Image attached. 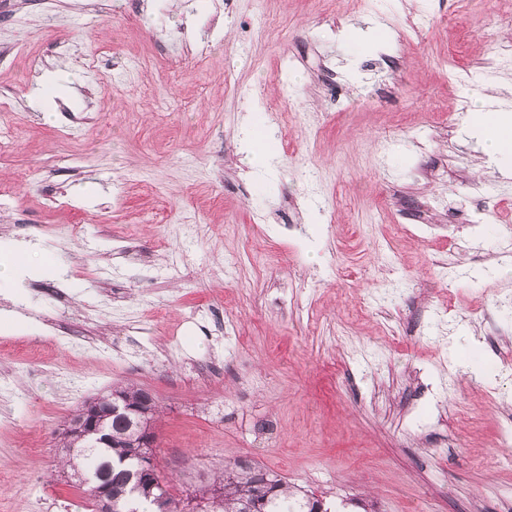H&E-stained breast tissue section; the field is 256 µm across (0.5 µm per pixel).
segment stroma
<instances>
[{"mask_svg":"<svg viewBox=\"0 0 512 512\" xmlns=\"http://www.w3.org/2000/svg\"><path fill=\"white\" fill-rule=\"evenodd\" d=\"M507 11L0 0V130L24 127L0 159V258L20 265L0 281L20 321L0 326V512H92L56 445L126 384L161 407L175 491L242 459L325 512H502L512 161L466 131L445 66L512 40ZM370 19L382 39L351 53L341 31ZM258 111L266 166L244 148ZM208 359L223 380L198 378Z\"/></svg>","mask_w":512,"mask_h":512,"instance_id":"stroma-1","label":"stroma"}]
</instances>
